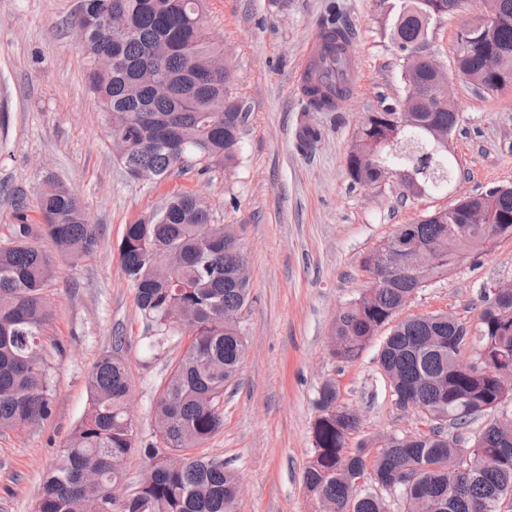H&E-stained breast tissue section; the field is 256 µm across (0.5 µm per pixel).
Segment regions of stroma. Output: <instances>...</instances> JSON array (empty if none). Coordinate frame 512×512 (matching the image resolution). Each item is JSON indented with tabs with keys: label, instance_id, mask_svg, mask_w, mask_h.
<instances>
[{
	"label": "stroma",
	"instance_id": "stroma-1",
	"mask_svg": "<svg viewBox=\"0 0 512 512\" xmlns=\"http://www.w3.org/2000/svg\"><path fill=\"white\" fill-rule=\"evenodd\" d=\"M80 0H0V246L13 240L12 197L23 192L32 224L42 222L38 196L54 177L85 203L97 227L96 250L77 263L57 260L46 295L51 318L42 331L53 413L0 431V512H35L44 476L89 406L88 375L121 337L140 438L154 434L153 407L188 339L151 351L119 253L126 224L189 192L211 210L213 223L239 230L249 260L251 299L241 328L248 352L237 384L224 393V425L196 448L223 460L240 478L238 512H314L303 484L311 458L314 397L335 381L338 404L356 411L361 427L349 441L419 434L414 412L399 410L371 343L350 364L329 353L337 312L367 286L364 257L396 225L448 209L491 186L512 185V86L488 93L454 79L459 120L451 135L455 177L448 189L403 198L389 180L352 183L347 154L367 113L402 100V62L386 30L382 0H208L206 29L224 48L230 92L249 120L238 162L173 173L159 183L130 177L112 152L105 116L86 79V59L70 22ZM356 30L357 61L349 103L335 112H308L299 81L308 43L331 5ZM483 17L481 0L434 23L431 54L454 71L460 32ZM320 133L313 148L298 131ZM512 280V240L420 290L400 318L449 312L476 327L482 300Z\"/></svg>",
	"mask_w": 512,
	"mask_h": 512
}]
</instances>
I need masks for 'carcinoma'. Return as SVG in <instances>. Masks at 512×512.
Instances as JSON below:
<instances>
[{
	"label": "carcinoma",
	"instance_id": "carcinoma-1",
	"mask_svg": "<svg viewBox=\"0 0 512 512\" xmlns=\"http://www.w3.org/2000/svg\"><path fill=\"white\" fill-rule=\"evenodd\" d=\"M462 0H391L390 36L399 53L427 45L434 20L457 11ZM206 0H81L80 15L89 32L79 46L88 61V85L97 99L127 172L145 170L162 181L178 169L204 172L214 163L237 160L247 120L238 100L227 93L230 68L208 80L196 96L180 100L157 96L147 85L131 87L123 73L149 62V51L169 41L161 62L164 76L179 81L192 66L207 72L210 56L223 48L205 29ZM470 35L460 53V70L476 72L493 53L504 58V70L484 77L482 90L512 85V0H500L494 21ZM320 49L304 76L307 112H335L338 100L350 96L353 62L348 46L351 24L331 9L320 25ZM119 59L122 72L100 70L102 55ZM413 100L414 123L400 127L391 112H371L363 121L347 158L352 181L372 186L396 178L407 196L446 189L453 178L448 151L435 146L434 125H456L443 106L425 107L431 75L422 66L403 72ZM14 244L0 248V430L15 429L52 414L53 400L42 357L41 331L50 317L44 291L54 257L80 261L97 246V229L82 201L49 177L39 194L44 234L56 255L33 242L26 196L13 195ZM492 210L494 232L471 224L462 233L448 216L433 214L415 224H400L411 238L432 251L433 264L424 281L381 267L372 253L363 262L368 288L336 314L330 336L331 356L343 363L359 357L384 328L379 366L390 380L393 400H408L428 424L419 435L389 434L381 447L370 438L353 451L346 444L360 428L351 410L337 406L339 390L327 380L314 398L317 417L313 448L303 483L317 512H390L377 487L398 492L400 512H512V424L492 420L473 434L479 416L500 405L497 372L512 373V315L504 316L483 300L478 328L471 332L456 317L437 312L393 322L411 292L448 274V268L512 240V188L483 193ZM232 224H213L198 209L196 196L176 193L158 213L125 227L119 250L126 278L151 334V346L162 349L187 332L189 343L166 378L154 406L155 435L141 441L129 414L131 383L120 355L121 340L103 353L87 380L90 407L70 433L66 448L43 482L36 512H237L236 473L224 462L190 453L223 426L224 389L240 371L247 343L240 324L224 322V309L241 310L250 285L238 270L247 252L235 241ZM486 350L495 372L460 369L463 351L472 343ZM469 444L462 456L456 444ZM134 449L146 458L145 479L128 494L122 461ZM496 453L499 467L479 468L480 456ZM367 487L358 496L351 488L359 476Z\"/></svg>",
	"mask_w": 512,
	"mask_h": 512
}]
</instances>
